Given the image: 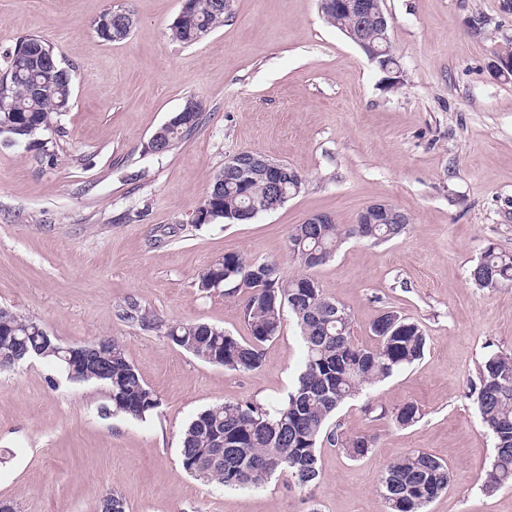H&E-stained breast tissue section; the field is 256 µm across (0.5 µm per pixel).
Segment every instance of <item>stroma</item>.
<instances>
[{
  "mask_svg": "<svg viewBox=\"0 0 512 512\" xmlns=\"http://www.w3.org/2000/svg\"><path fill=\"white\" fill-rule=\"evenodd\" d=\"M501 3L385 0L394 83L325 21L319 0H230L223 26L192 46L170 37L181 0H0V54L44 36L73 79L55 166L0 147V307L65 345L118 340L160 401L143 421L105 415L107 390L54 364L0 370V498L17 512H97L108 490L127 512H384V469L421 450L450 472L427 512H512V487L481 489L494 440L470 394L487 355L512 353V286L470 278L488 244L512 252V78L489 69L512 46ZM108 9L131 11L127 40L98 36ZM481 16L486 26L474 29ZM190 98L204 107L199 127L151 152L153 133ZM244 151L300 172L302 191L250 222L197 226L214 176ZM376 201L409 215L405 231L348 241L312 271L323 295L350 309L356 344L374 345L370 326L385 310L428 337L420 361L332 420L344 435H371V452L353 460L323 445L321 476L303 489L278 474L240 489L186 474L187 423L224 402H278L303 359L300 331L284 316L262 366L236 372L125 320L122 306L132 299L166 321L248 339L244 293L199 292L201 271L239 252L301 275L293 225L320 212L351 225ZM407 402L420 418L397 426L389 411Z\"/></svg>",
  "mask_w": 512,
  "mask_h": 512,
  "instance_id": "obj_1",
  "label": "stroma"
}]
</instances>
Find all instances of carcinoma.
I'll return each mask as SVG.
<instances>
[{
    "label": "carcinoma",
    "mask_w": 512,
    "mask_h": 512,
    "mask_svg": "<svg viewBox=\"0 0 512 512\" xmlns=\"http://www.w3.org/2000/svg\"><path fill=\"white\" fill-rule=\"evenodd\" d=\"M229 0H196L193 21L170 28L173 40L193 45L224 25ZM364 37L376 46L392 44L379 35L376 20H365ZM57 60L54 46L38 35L21 39L4 57L0 79V137L25 141L46 139L56 128L57 116L67 111L73 95L71 74L61 63L53 71L43 68L41 53ZM40 85L43 91L34 90ZM202 112L165 129L158 146L165 154L185 141L199 126ZM39 161L50 167L57 162L53 140L35 147ZM274 201L262 173L241 182L224 176L218 187L211 184L203 204L210 207L213 222H237V214L249 208L259 214ZM403 231L398 224H297L289 235L290 251L306 270L326 263L349 238L386 242ZM481 288L512 283V253L489 244L470 271ZM246 293L245 320L250 339L242 341L223 329L204 322L167 323L131 300L122 317L141 328L156 331L194 358L230 371L249 372L263 363L262 346L275 338L284 312L296 320L304 343L303 369L285 398L275 405L256 399L225 402L198 413L180 440L183 470L228 489L264 485L276 473L289 476L300 487L319 480L318 448L323 442L339 446L351 459L371 451L366 434L346 436L331 427L336 411L373 383L382 381L424 355L427 337L421 327L393 311L381 313L371 325L376 345L364 347L351 336L353 317L343 304L323 296L312 275L285 280L279 264L228 253L205 268L197 288L209 292L221 287ZM41 323L15 311L0 317V347L12 337L10 347L37 348V358L62 367L57 357L58 340L38 331ZM89 345L102 348L108 358L91 360L78 371V381L94 382L108 389L110 406L105 411L143 420L159 407L154 391L129 360L126 349L112 338H98ZM482 422L495 441V455L485 471L483 490L512 487V355L492 353L478 367L472 385ZM418 407L405 403L392 411L401 427L418 421ZM448 466L433 455L412 451L389 464L380 479L379 492L386 512H426L427 506L447 491Z\"/></svg>",
    "instance_id": "carcinoma-1"
}]
</instances>
